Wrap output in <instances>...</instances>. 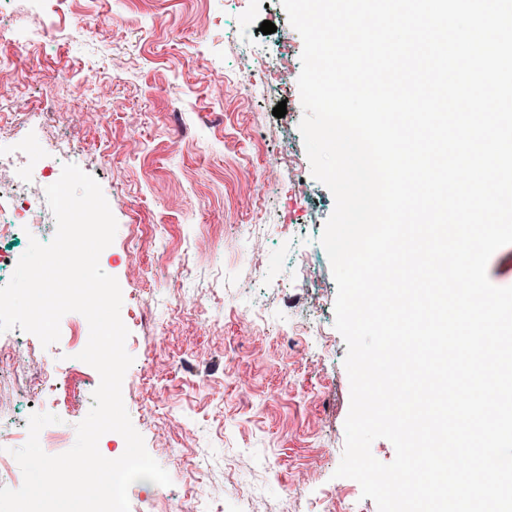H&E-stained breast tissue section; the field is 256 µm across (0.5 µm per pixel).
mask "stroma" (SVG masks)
Masks as SVG:
<instances>
[{
  "label": "stroma",
  "mask_w": 512,
  "mask_h": 512,
  "mask_svg": "<svg viewBox=\"0 0 512 512\" xmlns=\"http://www.w3.org/2000/svg\"><path fill=\"white\" fill-rule=\"evenodd\" d=\"M158 6L171 17L164 32L153 24ZM1 13L40 36L23 51L0 42V97L22 104L0 115V144L35 135L51 150L68 127L70 163L115 205L112 255L100 267L125 290L134 362L123 400L172 479L135 482L129 512H167L193 482L223 495L230 471L259 498L219 512H323L330 497L335 512H378L357 481L334 475L350 407L336 285L319 242L334 198L313 178L299 132L303 41L280 0H67L44 23L29 0H0ZM266 20L274 33L261 32ZM89 74L111 85L110 97ZM130 221L151 227L131 249ZM303 269L314 291L296 287ZM252 306L265 319L249 325L241 313ZM311 306L314 336L300 327ZM85 323L66 314L44 350L69 368L72 397L36 396L16 410L6 391L1 420L52 413L74 433L99 384L77 358ZM158 427L180 458L162 449ZM319 454L322 469L300 476V460Z\"/></svg>",
  "instance_id": "obj_1"
}]
</instances>
